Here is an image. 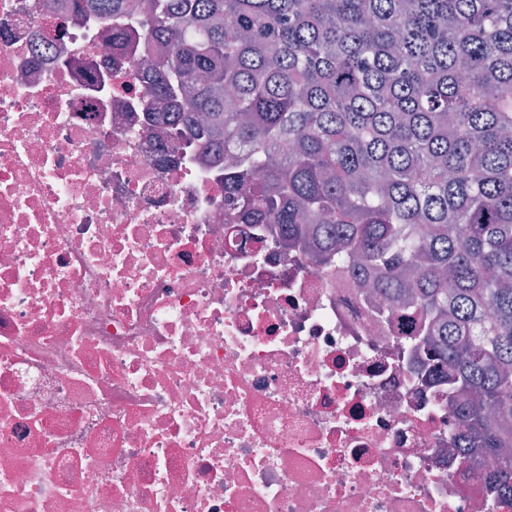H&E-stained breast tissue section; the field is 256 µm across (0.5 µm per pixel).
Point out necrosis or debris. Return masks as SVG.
I'll return each instance as SVG.
<instances>
[{
    "mask_svg": "<svg viewBox=\"0 0 512 512\" xmlns=\"http://www.w3.org/2000/svg\"><path fill=\"white\" fill-rule=\"evenodd\" d=\"M71 4L0 0V512H488L467 395Z\"/></svg>",
    "mask_w": 512,
    "mask_h": 512,
    "instance_id": "1",
    "label": "necrosis or debris"
}]
</instances>
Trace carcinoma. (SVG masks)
Segmentation results:
<instances>
[{"label":"carcinoma","instance_id":"cac0c4a2","mask_svg":"<svg viewBox=\"0 0 512 512\" xmlns=\"http://www.w3.org/2000/svg\"><path fill=\"white\" fill-rule=\"evenodd\" d=\"M143 29L234 210L311 243L448 368L512 512V0H75Z\"/></svg>","mask_w":512,"mask_h":512}]
</instances>
